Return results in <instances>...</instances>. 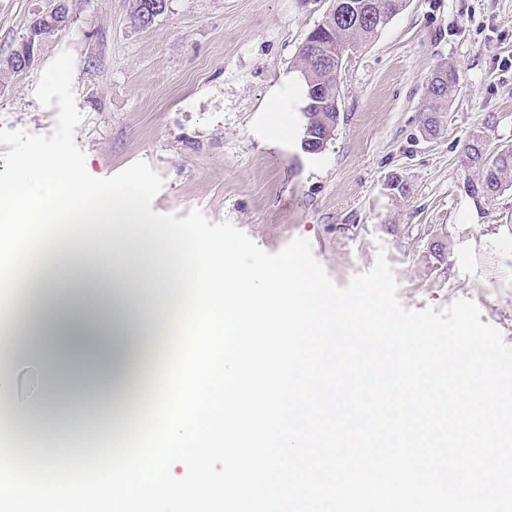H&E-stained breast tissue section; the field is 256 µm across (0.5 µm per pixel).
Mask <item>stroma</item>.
Returning a JSON list of instances; mask_svg holds the SVG:
<instances>
[{
	"mask_svg": "<svg viewBox=\"0 0 512 512\" xmlns=\"http://www.w3.org/2000/svg\"><path fill=\"white\" fill-rule=\"evenodd\" d=\"M55 0H0V127L51 133L56 109L34 91L62 51L74 58L73 89L84 119L75 141L95 177L137 160L164 179L152 209L231 222L269 253L297 237L338 286L385 249L408 308L474 300L482 322L512 345V189L474 201L465 147L481 132L512 147V0H406L357 48L339 74L340 118L324 151L300 145L303 117L275 138L259 107L293 74L298 50L323 10L302 0H170L146 28L135 0H69L68 25L45 38L30 68L2 61ZM455 69L457 91L436 134L423 130L427 79ZM402 181L405 192L393 190ZM440 239L444 259L430 251ZM110 403L58 405L44 446L73 459L100 451L123 428Z\"/></svg>",
	"mask_w": 512,
	"mask_h": 512,
	"instance_id": "1",
	"label": "stroma"
}]
</instances>
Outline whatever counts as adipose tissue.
Masks as SVG:
<instances>
[{
	"mask_svg": "<svg viewBox=\"0 0 512 512\" xmlns=\"http://www.w3.org/2000/svg\"><path fill=\"white\" fill-rule=\"evenodd\" d=\"M35 265L38 275L31 287L38 311L31 330H43L45 340L60 341L75 322H93L97 361L111 371L118 395L128 386L127 343L142 351L141 373L159 368L162 349L147 346L145 339L167 324L173 278L147 241L127 233L78 236L46 249ZM30 363L42 366L44 391L40 401L19 408L11 400L14 370ZM65 381L73 387L79 383L66 354L48 356L16 338L11 324L1 325L0 412L11 416L12 423L0 429V438L22 447L40 441L29 422Z\"/></svg>",
	"mask_w": 512,
	"mask_h": 512,
	"instance_id": "ef3b65f1",
	"label": "adipose tissue"
}]
</instances>
